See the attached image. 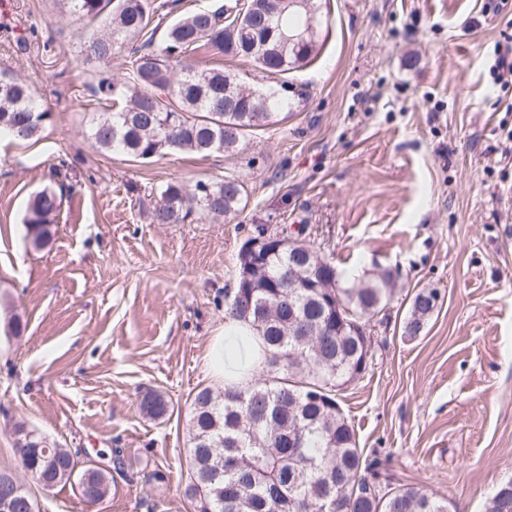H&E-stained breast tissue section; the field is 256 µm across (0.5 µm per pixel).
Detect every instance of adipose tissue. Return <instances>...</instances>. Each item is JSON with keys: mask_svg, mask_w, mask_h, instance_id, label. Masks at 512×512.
I'll return each mask as SVG.
<instances>
[{"mask_svg": "<svg viewBox=\"0 0 512 512\" xmlns=\"http://www.w3.org/2000/svg\"><path fill=\"white\" fill-rule=\"evenodd\" d=\"M265 355L260 341L252 336L246 324L227 319L224 334L212 351L210 369L225 384L238 385L258 375L264 368Z\"/></svg>", "mask_w": 512, "mask_h": 512, "instance_id": "obj_1", "label": "adipose tissue"}]
</instances>
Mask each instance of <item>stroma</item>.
<instances>
[{
	"instance_id": "stroma-1",
	"label": "stroma",
	"mask_w": 512,
	"mask_h": 512,
	"mask_svg": "<svg viewBox=\"0 0 512 512\" xmlns=\"http://www.w3.org/2000/svg\"><path fill=\"white\" fill-rule=\"evenodd\" d=\"M299 110L238 155L146 163L97 150L90 87L128 52L89 62L64 0H0V71L49 112L38 142L0 138V470L41 512H195L184 494L190 404L222 387L208 367L256 225L305 224L339 272L396 276L373 320V360L339 395L365 455L393 483L484 512L512 479V87L490 74L512 42V0H321ZM233 174L247 204L217 222L155 224L151 189ZM69 185L51 241L33 249L30 195ZM440 295L419 336L413 296ZM169 402L154 418L146 390ZM23 423L111 467L107 497L45 489L22 468Z\"/></svg>"
}]
</instances>
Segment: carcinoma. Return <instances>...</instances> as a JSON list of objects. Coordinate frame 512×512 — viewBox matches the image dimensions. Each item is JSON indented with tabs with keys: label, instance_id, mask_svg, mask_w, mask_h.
<instances>
[{
	"label": "carcinoma",
	"instance_id": "obj_1",
	"mask_svg": "<svg viewBox=\"0 0 512 512\" xmlns=\"http://www.w3.org/2000/svg\"><path fill=\"white\" fill-rule=\"evenodd\" d=\"M69 11L100 27L86 47L87 61H106L131 50L123 78L99 80L96 94L112 106L91 120L97 147L132 161L173 153L234 154L248 135L288 118L304 92L287 80L317 50L321 21L316 0H210L181 9V0H65ZM293 38L277 49L280 35ZM215 52L254 64L272 86L254 85L221 67L192 64ZM47 116L31 87L0 78V131L26 143L41 138ZM63 192L46 187L29 200L23 218L30 244L40 249L56 223ZM151 208L154 224H179L193 215L219 219L242 210L244 185L226 175L218 182L166 183ZM316 248L296 237L267 243L265 257L247 287L236 284L230 315L249 326L265 352L262 374L241 386L203 388L190 412L189 480L185 496L196 512H448V503L415 487L398 485L377 496L368 479L377 462L363 458L338 392L365 372L371 360L369 322L385 309L396 288L389 271L352 284L340 283L331 263L311 272ZM303 270L295 288L289 268ZM335 282L333 305L318 302V281ZM438 305L437 291H418L405 334L417 335ZM141 409L167 412L159 393L146 392ZM20 463L46 475L53 488L90 476L87 498L109 491V477L79 452L62 448L19 424ZM300 443L295 448L292 443ZM13 512H40L27 488ZM485 512H512V481L487 500Z\"/></svg>",
	"mask_w": 512,
	"mask_h": 512
}]
</instances>
